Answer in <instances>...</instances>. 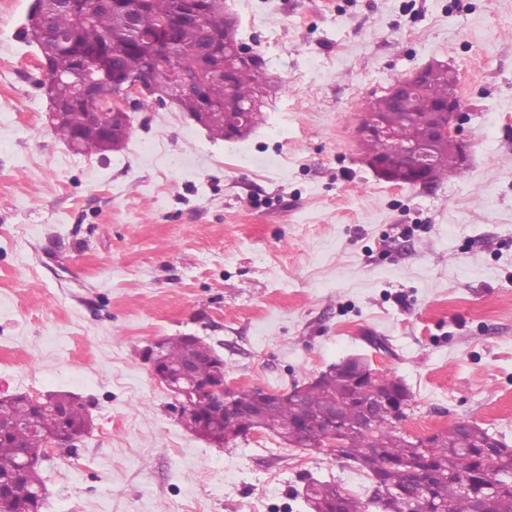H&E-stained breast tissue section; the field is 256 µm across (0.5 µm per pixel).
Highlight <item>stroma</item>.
Here are the masks:
<instances>
[{
  "label": "stroma",
  "instance_id": "stroma-1",
  "mask_svg": "<svg viewBox=\"0 0 512 512\" xmlns=\"http://www.w3.org/2000/svg\"><path fill=\"white\" fill-rule=\"evenodd\" d=\"M31 0H0V396L67 392L91 431L40 467L43 512H308L373 484L258 430L190 433L143 357L195 335L234 389L286 390L359 355L412 395L406 433L468 419L512 446V0H225L269 82L246 138L171 103L125 147L45 120ZM458 77L464 176L396 187L362 163L367 100L431 62ZM312 488V499L316 504V510L311 512H372L373 491L367 499H361L352 495L334 481H316Z\"/></svg>",
  "mask_w": 512,
  "mask_h": 512
}]
</instances>
